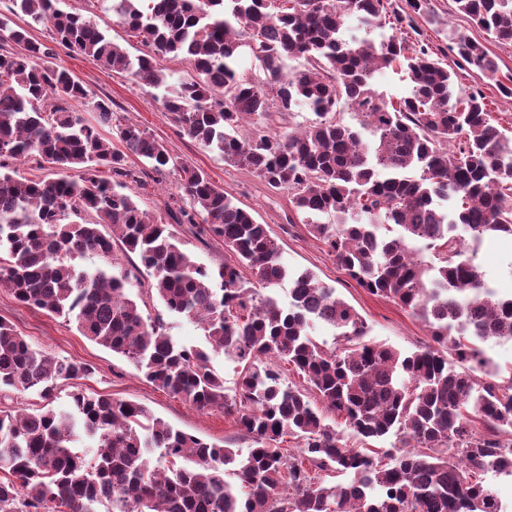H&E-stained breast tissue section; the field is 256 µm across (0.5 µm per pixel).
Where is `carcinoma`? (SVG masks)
I'll use <instances>...</instances> for the list:
<instances>
[{
  "label": "carcinoma",
  "instance_id": "cac0c4a2",
  "mask_svg": "<svg viewBox=\"0 0 512 512\" xmlns=\"http://www.w3.org/2000/svg\"><path fill=\"white\" fill-rule=\"evenodd\" d=\"M10 2L12 15L51 24L57 45L151 89L182 135L288 191L300 223L337 264L423 321L430 341L401 352L368 338L362 316L335 289L311 272H289L267 225L204 170L117 116L112 101H89L84 85L51 61L52 49L0 16V41L22 47L0 52V288L75 321L82 335L196 410H224L253 444L243 454L133 401L80 389L59 410V383L93 368L33 348L1 320L0 392L29 393L41 405L0 409V512H506L482 475L512 477V373L500 379L480 344L512 339V295L487 287L457 233L512 236V135L482 92L460 96L454 70L424 46L394 33L371 38L404 21L397 12L387 21L383 0H110L145 48L134 59L58 0ZM454 2L512 45V0ZM449 41L512 97V73L499 75L483 45L457 34ZM246 42L261 81L238 69ZM167 56L188 68L173 87L158 66ZM290 58L302 64L285 73ZM395 66L412 84L396 102L375 84ZM73 101L92 104L119 145L83 121ZM298 106L314 118L298 131L279 129ZM131 155L177 176L179 192L166 205L172 220L222 239L237 263L215 272L196 263L170 225L148 218L124 192V179L139 182ZM26 158L59 176L6 172L9 161ZM116 241L148 277L134 298ZM417 241L434 261L415 254ZM89 256L108 267L77 269L74 260ZM241 265L255 281L243 280ZM285 280L286 308L272 294ZM156 300L237 364L232 387L209 352L176 341L161 315L144 314ZM314 319L334 328L333 347L309 335ZM450 354L467 369L448 365ZM276 359L302 384L287 382ZM391 433L399 441L385 462L366 444ZM287 436L301 442L299 453L282 451ZM325 471L340 481L320 477Z\"/></svg>",
  "mask_w": 512,
  "mask_h": 512
}]
</instances>
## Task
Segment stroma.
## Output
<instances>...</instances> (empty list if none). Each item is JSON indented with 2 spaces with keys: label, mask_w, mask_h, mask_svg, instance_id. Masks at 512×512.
<instances>
[{
  "label": "stroma",
  "mask_w": 512,
  "mask_h": 512,
  "mask_svg": "<svg viewBox=\"0 0 512 512\" xmlns=\"http://www.w3.org/2000/svg\"><path fill=\"white\" fill-rule=\"evenodd\" d=\"M58 6L65 11L82 13L130 55L142 53V46L129 38L117 23L107 0H59ZM386 8L405 15L402 35L407 41L444 53L445 63L457 74L460 92L482 91L490 102L493 116L512 122V98L503 95L494 80L478 77L461 58L447 50L449 34L466 36L485 46L505 74L512 72L511 45L491 39L458 11L454 0H428L426 11L420 13L412 12L407 0H387ZM29 37L33 42L53 48L56 63L69 69L91 97L112 100L128 119L163 143L173 157L204 169L234 203L249 210L258 223L269 225L289 269L310 271L321 283L334 288L337 296L364 318L370 338L404 352L415 350L426 341L427 329L422 321L396 304L369 294L337 265L322 241L311 236L302 224L291 223L293 208L287 191L270 188L249 171L226 163L219 153L181 136L151 94L135 85L129 75L57 47L50 24L30 28ZM129 190L137 194L143 208L160 219L165 217L166 203L171 194L177 193L178 183L175 175L169 173L147 179L142 187L130 185ZM174 230L196 262L214 269L231 260V253L225 250L221 240L213 237L198 240L188 224L175 225ZM471 258L487 284L500 294H512V237L484 238ZM0 319L10 323L33 347L60 359L93 366L94 372L88 378L60 384L56 391V408L67 407L70 391L79 388L138 402L172 427L204 440L243 451L250 448V440L239 436L233 420L225 417L223 410L197 411L147 382L126 358L88 340L75 323L47 310L22 304L4 288H0Z\"/></svg>",
  "instance_id": "obj_1"
}]
</instances>
